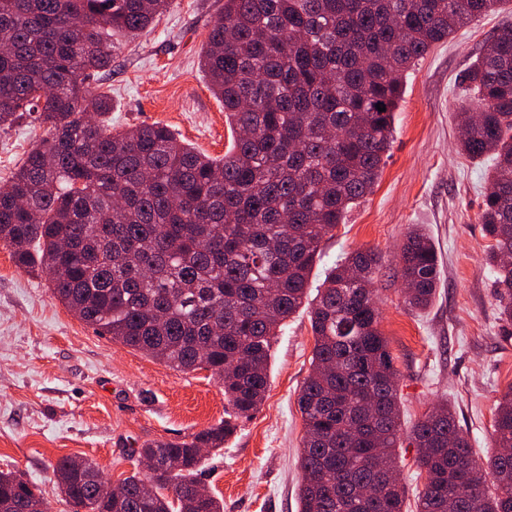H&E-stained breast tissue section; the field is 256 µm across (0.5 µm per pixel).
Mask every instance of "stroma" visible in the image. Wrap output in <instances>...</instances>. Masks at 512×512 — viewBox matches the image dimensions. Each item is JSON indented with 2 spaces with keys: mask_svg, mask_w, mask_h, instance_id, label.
Returning a JSON list of instances; mask_svg holds the SVG:
<instances>
[{
  "mask_svg": "<svg viewBox=\"0 0 512 512\" xmlns=\"http://www.w3.org/2000/svg\"><path fill=\"white\" fill-rule=\"evenodd\" d=\"M224 0H173L142 34L121 40L101 89L112 97V124L158 122L213 157L232 142L224 105L208 90L200 56ZM512 12L481 16L434 46L404 80L395 138L373 193L322 244L310 276L318 288L345 253L372 247L385 258L375 286L398 372L401 419L411 428L448 400L478 460L493 455L495 407L512 388V324L496 314L494 278L484 265L490 243L478 220L491 160L458 149L456 108L464 75ZM46 135L27 119L0 127V185ZM437 252L441 283L423 311L407 310L397 252L411 225ZM314 339L307 310L274 338L270 386L260 410L240 419L201 480L224 512H297V457L304 422L297 405L310 372ZM224 385L208 370L182 372L99 335L53 295L46 273L18 268L0 245V471L37 485L52 512H71L53 474L64 456L92 459L110 481L137 466L129 449L179 440L224 418Z\"/></svg>",
  "mask_w": 512,
  "mask_h": 512,
  "instance_id": "obj_1",
  "label": "stroma"
}]
</instances>
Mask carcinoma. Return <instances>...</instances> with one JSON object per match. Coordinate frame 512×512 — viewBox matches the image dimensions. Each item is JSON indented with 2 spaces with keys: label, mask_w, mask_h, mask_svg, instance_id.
Listing matches in <instances>:
<instances>
[{
  "label": "carcinoma",
  "mask_w": 512,
  "mask_h": 512,
  "mask_svg": "<svg viewBox=\"0 0 512 512\" xmlns=\"http://www.w3.org/2000/svg\"><path fill=\"white\" fill-rule=\"evenodd\" d=\"M512 0H224L201 66L238 133L222 158L160 123L118 130L97 84L112 34L135 36L171 0H0V127L48 126L0 187V244L40 269L77 318L181 371L217 374L233 417L130 455L154 469L107 481L89 458L53 473L73 512H223L199 496L198 448H222L262 405L270 347L306 298L325 237L373 193L394 140L403 78L437 43ZM461 151L494 172L480 221L492 241L500 318L512 322V25L465 75ZM383 105L380 112L376 105ZM374 249L336 261L312 303L311 372L298 512H403L402 437L426 475L416 512H512V387L480 464L451 407L403 434L397 371L379 329ZM404 303L427 308L440 280L418 226L400 246ZM0 512H50L22 475L0 471Z\"/></svg>",
  "instance_id": "cac0c4a2"
}]
</instances>
